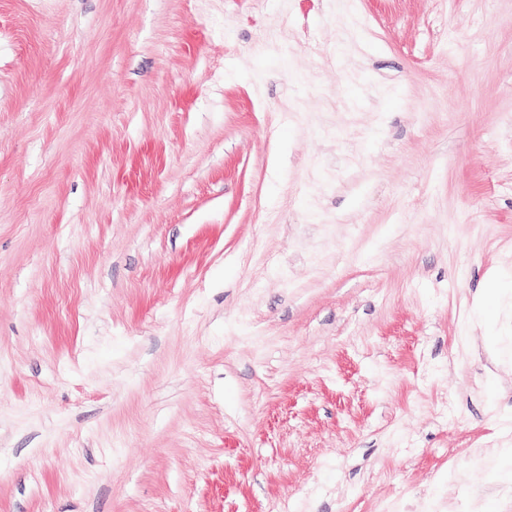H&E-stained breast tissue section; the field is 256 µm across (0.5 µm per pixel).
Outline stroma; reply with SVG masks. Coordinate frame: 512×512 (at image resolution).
<instances>
[{"instance_id": "35a3bbf8", "label": "stroma", "mask_w": 512, "mask_h": 512, "mask_svg": "<svg viewBox=\"0 0 512 512\" xmlns=\"http://www.w3.org/2000/svg\"><path fill=\"white\" fill-rule=\"evenodd\" d=\"M512 512V0H0V512Z\"/></svg>"}]
</instances>
